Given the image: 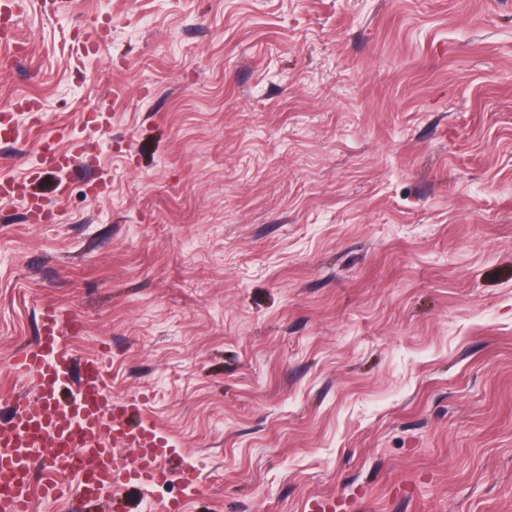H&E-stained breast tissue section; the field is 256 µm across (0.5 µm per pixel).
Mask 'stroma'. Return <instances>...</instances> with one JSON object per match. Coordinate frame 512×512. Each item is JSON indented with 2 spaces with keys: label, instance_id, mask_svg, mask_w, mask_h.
<instances>
[{
  "label": "stroma",
  "instance_id": "stroma-1",
  "mask_svg": "<svg viewBox=\"0 0 512 512\" xmlns=\"http://www.w3.org/2000/svg\"><path fill=\"white\" fill-rule=\"evenodd\" d=\"M22 2L0 416L57 301L206 478L130 512H512V0Z\"/></svg>",
  "mask_w": 512,
  "mask_h": 512
}]
</instances>
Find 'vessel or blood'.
<instances>
[{"label": "vessel or blood", "mask_w": 512, "mask_h": 512, "mask_svg": "<svg viewBox=\"0 0 512 512\" xmlns=\"http://www.w3.org/2000/svg\"><path fill=\"white\" fill-rule=\"evenodd\" d=\"M19 15L14 0H0V48L18 54ZM81 318L71 308L45 303L38 336L11 362L14 373L33 379L35 399L16 398L0 423V512H30L35 499L56 500L76 491L84 501L108 500V512H129L121 490L179 479L199 488L189 467H172L177 455L169 437L144 417V404L110 390L112 352L78 356L71 344ZM132 456L121 455V448ZM51 451V479L34 485L30 475L38 449Z\"/></svg>", "instance_id": "vessel-or-blood-1"}]
</instances>
